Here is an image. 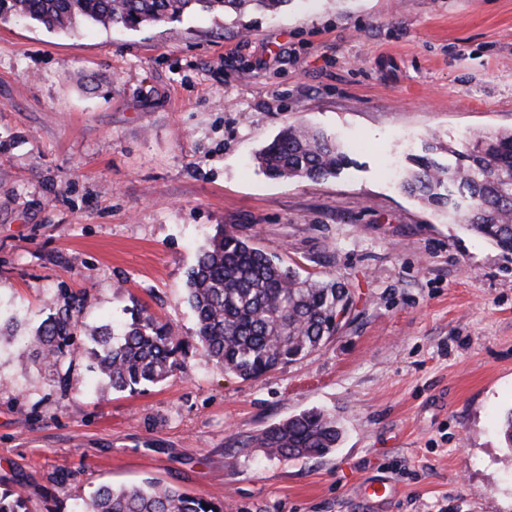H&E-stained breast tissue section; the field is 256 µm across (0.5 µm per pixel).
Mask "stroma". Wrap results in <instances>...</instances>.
Returning a JSON list of instances; mask_svg holds the SVG:
<instances>
[{
	"mask_svg": "<svg viewBox=\"0 0 512 512\" xmlns=\"http://www.w3.org/2000/svg\"><path fill=\"white\" fill-rule=\"evenodd\" d=\"M336 137L335 176L274 180L290 124ZM512 129V0H293L137 29L0 24V485L81 512L154 478L229 512H512V253L390 182L432 138ZM233 226L350 291L316 352L255 380L203 357L186 281ZM81 306L71 388L24 343ZM145 306L185 344L165 382L98 376L95 328ZM18 325H10L13 312ZM332 452L246 441L311 408Z\"/></svg>",
	"mask_w": 512,
	"mask_h": 512,
	"instance_id": "35a3bbf8",
	"label": "stroma"
}]
</instances>
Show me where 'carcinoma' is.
<instances>
[{"instance_id": "1", "label": "carcinoma", "mask_w": 512, "mask_h": 512, "mask_svg": "<svg viewBox=\"0 0 512 512\" xmlns=\"http://www.w3.org/2000/svg\"><path fill=\"white\" fill-rule=\"evenodd\" d=\"M290 0H0V23L26 20L67 33L80 23L106 30L180 22L197 11L242 15L250 8L278 12ZM455 162L429 153L414 159L400 181L403 192L428 205L451 208L475 234L512 251V130L478 135ZM256 160L273 179L316 180L333 176L346 162L335 138L303 125L283 128ZM348 291L334 279L303 275L266 254L234 231L221 228L200 252L187 280L201 354L244 380L257 379L317 351L336 332V310ZM81 307L51 314L34 336L45 361L64 366ZM100 373L116 391L134 392L178 370L183 340L172 328L140 311L131 322L92 335ZM336 417L312 408L251 437L247 446L266 458L325 455L338 447ZM0 512H26L21 492L0 488ZM85 512H226L224 500L191 495L147 480L131 487H98Z\"/></svg>"}]
</instances>
